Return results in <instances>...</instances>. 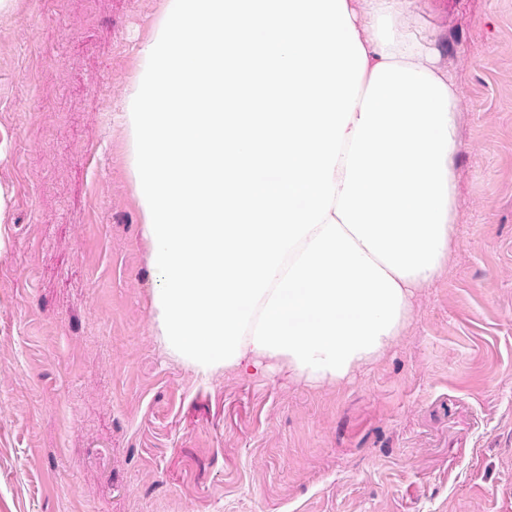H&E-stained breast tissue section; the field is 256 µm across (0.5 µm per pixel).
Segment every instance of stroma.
Instances as JSON below:
<instances>
[{
	"label": "stroma",
	"mask_w": 512,
	"mask_h": 512,
	"mask_svg": "<svg viewBox=\"0 0 512 512\" xmlns=\"http://www.w3.org/2000/svg\"><path fill=\"white\" fill-rule=\"evenodd\" d=\"M167 0L0 11V512H512V0H412L455 243L376 359L209 374L155 327L129 98Z\"/></svg>",
	"instance_id": "stroma-1"
}]
</instances>
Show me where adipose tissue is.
<instances>
[{
    "label": "adipose tissue",
    "instance_id": "1",
    "mask_svg": "<svg viewBox=\"0 0 512 512\" xmlns=\"http://www.w3.org/2000/svg\"><path fill=\"white\" fill-rule=\"evenodd\" d=\"M406 0H169L129 102L169 351L311 384L381 354L456 219L457 91Z\"/></svg>",
    "mask_w": 512,
    "mask_h": 512
}]
</instances>
